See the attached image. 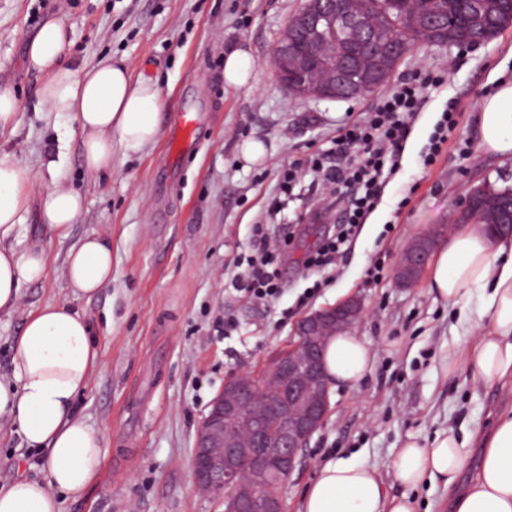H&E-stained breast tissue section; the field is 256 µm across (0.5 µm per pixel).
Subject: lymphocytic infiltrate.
Segmentation results:
<instances>
[{"mask_svg":"<svg viewBox=\"0 0 512 512\" xmlns=\"http://www.w3.org/2000/svg\"><path fill=\"white\" fill-rule=\"evenodd\" d=\"M443 78L421 68L397 86L381 93L360 119L337 128L330 158H314L308 169L312 193L321 195L327 210L336 214L332 235L308 253L303 265L313 271L336 270L345 245L377 205L386 181L396 173L402 143L411 120L430 88ZM286 235L256 226L254 253L247 259L245 291L255 303H266L280 292L278 258Z\"/></svg>","mask_w":512,"mask_h":512,"instance_id":"f902f5d3","label":"lymphocytic infiltrate"}]
</instances>
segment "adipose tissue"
I'll use <instances>...</instances> for the list:
<instances>
[{"label": "adipose tissue", "mask_w": 512, "mask_h": 512, "mask_svg": "<svg viewBox=\"0 0 512 512\" xmlns=\"http://www.w3.org/2000/svg\"><path fill=\"white\" fill-rule=\"evenodd\" d=\"M70 45L64 21L48 19L30 40L26 63L44 76L38 94L47 110L77 121L85 168L108 172L114 150L139 154L155 144L162 95L156 82L134 78L123 62L72 65ZM477 125L480 149L512 161V81L497 84L483 100ZM35 185L31 167L0 157V315L18 310L22 283L48 275L43 250L20 255L5 244L31 198L39 200L46 230L61 241L83 207L76 191L57 186L39 192ZM64 275L79 296L110 284V240L90 235L72 246ZM429 286L454 307H467L473 290L481 292L469 333L449 350L443 372L512 395V238L491 237L483 224L452 232L435 252ZM96 359L91 326L72 306L48 303L28 316L15 340L12 374L0 378V418L27 448L43 452L46 477L0 486V512H61V497H81L96 481L107 439L73 408ZM324 359L332 383L354 387L371 371L375 353L364 338L343 332L327 341ZM390 470L400 493H389L373 468L327 462L303 492L299 512H417L413 492L425 483L447 491L445 512H512V403L494 407L489 421L465 436L450 428L425 441L407 440Z\"/></svg>", "instance_id": "obj_1"}]
</instances>
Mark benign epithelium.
<instances>
[{"label":"benign epithelium","instance_id":"1","mask_svg":"<svg viewBox=\"0 0 512 512\" xmlns=\"http://www.w3.org/2000/svg\"><path fill=\"white\" fill-rule=\"evenodd\" d=\"M408 25L428 42L448 37V25L424 13ZM412 38L377 27L366 0H303L275 45L271 66L296 95L356 99L383 86ZM490 233L512 236L511 198L499 205ZM434 244L427 233L400 253L394 270L399 286L419 280ZM362 314L357 296L309 312L296 322L288 348L257 374L236 372L224 380L197 428L193 459L195 487L223 495L224 512H285L283 492L271 491L273 478L295 470L323 427L330 410L324 347Z\"/></svg>","mask_w":512,"mask_h":512}]
</instances>
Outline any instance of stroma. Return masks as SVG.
<instances>
[{"instance_id": "35a3bbf8", "label": "stroma", "mask_w": 512, "mask_h": 512, "mask_svg": "<svg viewBox=\"0 0 512 512\" xmlns=\"http://www.w3.org/2000/svg\"><path fill=\"white\" fill-rule=\"evenodd\" d=\"M302 0H0V81L19 98L13 129L0 135V156L27 164L37 189L71 188L84 198L69 239L49 238L31 205L10 242L17 252L39 245L47 279L23 284L21 305L0 317V376L11 374L14 341L27 315L65 302L91 321L98 363L76 414L108 440L100 474L62 512H224V499L198 491L192 479L195 434L209 404L232 373L253 372L293 338L308 312L358 296L365 308L353 332L376 360L354 388L331 391V411L302 453L284 491L298 512L304 488L332 458L375 468L390 493L400 487L390 461L408 436L426 437L486 419L495 393L448 377L438 361L454 340L458 313L429 292L427 278L396 287L398 254L415 237L455 226L465 189L512 186V163L478 147L475 116L490 89L512 80V27L468 49L421 46L391 77L415 69L446 71L412 120L399 169L368 221L348 245L333 280L315 285L303 257L323 239L320 202L298 185L282 194L281 173L328 147L337 125L356 118L373 96L326 101L293 96L270 66L273 48ZM70 29L69 57L93 64L123 61L134 77L156 82L164 101L156 144L138 155L114 151L112 170L88 173L80 130L69 113L41 103L39 75L25 65L26 46L48 15ZM232 46L253 58L249 83L225 86L223 61ZM462 111L437 161L423 166L429 139L450 102ZM199 115L194 150L176 160L166 181L156 170L180 113ZM264 154L248 160L244 142ZM298 230L280 265L281 292L252 304L234 280L249 254L253 228L270 207ZM93 234L112 243V281L93 297L72 293L63 264L73 244ZM381 263L379 278L368 271ZM43 479L41 455L0 420V484L18 476Z\"/></svg>"}]
</instances>
